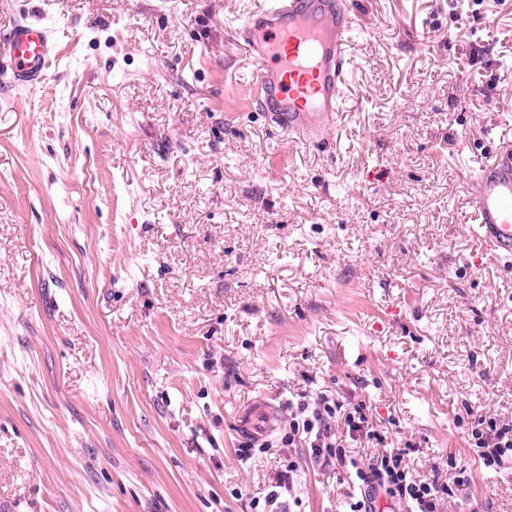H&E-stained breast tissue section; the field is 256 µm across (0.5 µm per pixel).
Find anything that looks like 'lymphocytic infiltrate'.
Instances as JSON below:
<instances>
[{
  "instance_id": "f902f5d3",
  "label": "lymphocytic infiltrate",
  "mask_w": 512,
  "mask_h": 512,
  "mask_svg": "<svg viewBox=\"0 0 512 512\" xmlns=\"http://www.w3.org/2000/svg\"><path fill=\"white\" fill-rule=\"evenodd\" d=\"M371 444L366 457L353 451L357 442ZM280 443L306 448L310 458L337 476L358 482L348 512H377L379 499H386L401 512H443L454 504L469 478L466 468L449 464L446 471L415 477L405 448H389L383 434L371 424L364 404L346 403L318 393H302L288 403V429ZM471 447L485 468L500 470L512 461V422L495 416H479L471 431ZM298 465L284 457L265 493L250 496L251 512H286L285 499L294 487Z\"/></svg>"
}]
</instances>
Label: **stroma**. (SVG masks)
Instances as JSON below:
<instances>
[{
	"label": "stroma",
	"mask_w": 512,
	"mask_h": 512,
	"mask_svg": "<svg viewBox=\"0 0 512 512\" xmlns=\"http://www.w3.org/2000/svg\"><path fill=\"white\" fill-rule=\"evenodd\" d=\"M261 0H0L59 58L0 78V512H246L284 451L269 403L364 402L459 512H512L475 418L512 421V263L470 226L469 169L512 141V0H348L336 144L259 112L231 47ZM300 512L352 481L292 451Z\"/></svg>",
	"instance_id": "1"
}]
</instances>
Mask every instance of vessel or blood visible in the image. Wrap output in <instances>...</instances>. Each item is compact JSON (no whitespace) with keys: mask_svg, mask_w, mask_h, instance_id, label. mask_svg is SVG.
Instances as JSON below:
<instances>
[{"mask_svg":"<svg viewBox=\"0 0 512 512\" xmlns=\"http://www.w3.org/2000/svg\"><path fill=\"white\" fill-rule=\"evenodd\" d=\"M361 17L348 0H266L234 29L252 62L247 84L258 109L284 133L313 143L335 140ZM59 55L40 22L13 24L0 38V71L14 85L42 84ZM473 236L492 257L512 259V142L501 141L470 171Z\"/></svg>","mask_w":512,"mask_h":512,"instance_id":"1","label":"vessel or blood"}]
</instances>
